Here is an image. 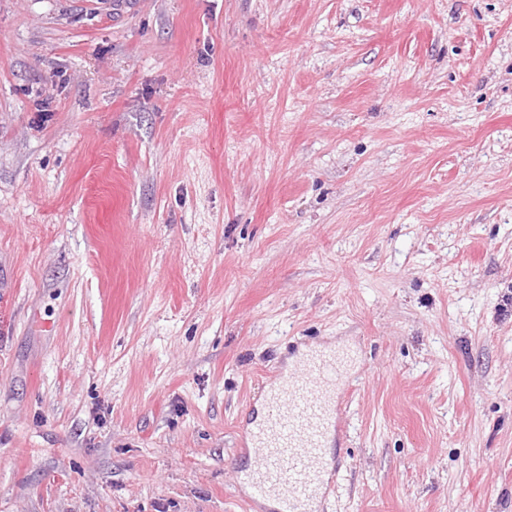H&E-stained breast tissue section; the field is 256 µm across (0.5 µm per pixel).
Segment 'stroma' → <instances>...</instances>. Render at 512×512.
I'll use <instances>...</instances> for the list:
<instances>
[{
    "instance_id": "35a3bbf8",
    "label": "stroma",
    "mask_w": 512,
    "mask_h": 512,
    "mask_svg": "<svg viewBox=\"0 0 512 512\" xmlns=\"http://www.w3.org/2000/svg\"><path fill=\"white\" fill-rule=\"evenodd\" d=\"M318 346L315 512H512V0H0V512H275ZM350 355L318 348L289 371L274 375L266 397L267 414L248 431L260 466L244 475L258 499H273L279 512H311L327 494L325 448L340 430L343 399L338 395ZM332 476L331 478L326 476Z\"/></svg>"
}]
</instances>
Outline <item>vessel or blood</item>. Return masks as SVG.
I'll return each instance as SVG.
<instances>
[{
    "label": "vessel or blood",
    "instance_id": "vessel-or-blood-1",
    "mask_svg": "<svg viewBox=\"0 0 512 512\" xmlns=\"http://www.w3.org/2000/svg\"><path fill=\"white\" fill-rule=\"evenodd\" d=\"M349 359V353L319 348L293 370L277 373L266 415L249 428V445L260 465L244 479L256 498L275 500L278 512H310L329 490L325 450L340 428L338 388Z\"/></svg>",
    "mask_w": 512,
    "mask_h": 512
}]
</instances>
